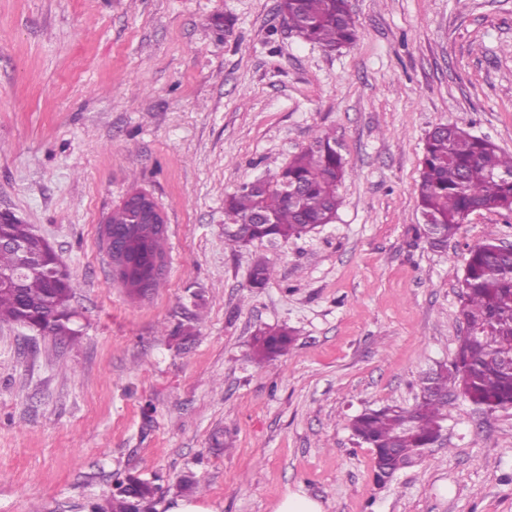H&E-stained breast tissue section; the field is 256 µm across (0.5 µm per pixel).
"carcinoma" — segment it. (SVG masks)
<instances>
[{
    "label": "carcinoma",
    "mask_w": 512,
    "mask_h": 512,
    "mask_svg": "<svg viewBox=\"0 0 512 512\" xmlns=\"http://www.w3.org/2000/svg\"><path fill=\"white\" fill-rule=\"evenodd\" d=\"M279 10L294 18L300 39L329 52L356 39L349 0H281ZM347 174L348 161L334 135L317 136L273 178L245 183L225 196V245L286 242L332 223ZM476 205L512 213V154L456 124L434 128L421 160L418 209L424 223L417 233L432 247L444 246ZM259 215L267 223H256ZM131 221L125 204L108 217L117 228ZM0 235L24 244L36 257L18 287L0 289V322L19 325L28 320L44 336L77 338L71 327L76 312L70 307L77 283L58 253L20 220L0 223ZM125 249L136 264L122 286L139 294L149 259L164 252V242L154 225L137 224ZM272 276L273 269L259 262L249 287L262 288ZM459 315L467 336L452 368L425 377L414 406L370 409L350 420L353 434L373 448L379 481L435 444L448 419L449 389L488 411L512 406V255L501 249L500 239L490 236L470 250L460 281ZM291 342L286 328L261 330L254 339L255 354L277 357ZM156 490L152 482L127 473L117 477L106 505L94 512H152Z\"/></svg>",
    "instance_id": "carcinoma-1"
}]
</instances>
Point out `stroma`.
I'll list each match as a JSON object with an SVG mask.
<instances>
[{"mask_svg": "<svg viewBox=\"0 0 512 512\" xmlns=\"http://www.w3.org/2000/svg\"><path fill=\"white\" fill-rule=\"evenodd\" d=\"M280 0H0V209L54 247L81 336L0 322V512H89L113 475L188 474L213 512H512V407L455 397L389 482L350 418L415 404L464 329L459 281L512 214L416 233L425 140L455 123L512 153V0H350L353 43L295 37ZM232 21L218 29L215 16ZM351 171L333 223L224 244V197L319 132ZM135 189L168 217L160 288L129 295L99 230ZM275 271L251 288L256 260ZM288 327L258 362V330ZM275 512H324L323 506L315 499L298 493H289L279 503Z\"/></svg>", "mask_w": 512, "mask_h": 512, "instance_id": "stroma-1", "label": "stroma"}]
</instances>
